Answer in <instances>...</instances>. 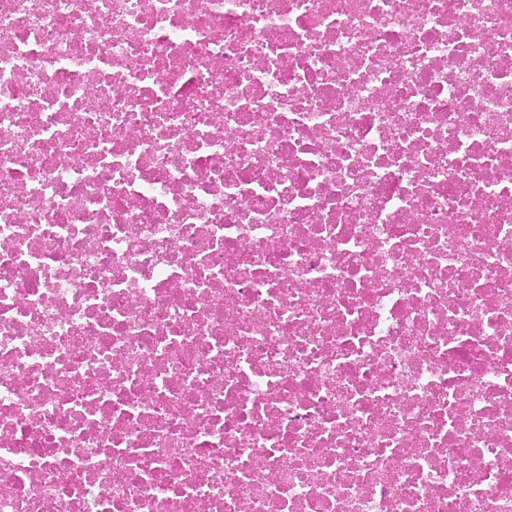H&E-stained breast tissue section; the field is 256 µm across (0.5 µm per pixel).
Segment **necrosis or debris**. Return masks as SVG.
Returning a JSON list of instances; mask_svg holds the SVG:
<instances>
[{
  "label": "necrosis or debris",
  "instance_id": "1",
  "mask_svg": "<svg viewBox=\"0 0 512 512\" xmlns=\"http://www.w3.org/2000/svg\"><path fill=\"white\" fill-rule=\"evenodd\" d=\"M0 512H512V0H0Z\"/></svg>",
  "mask_w": 512,
  "mask_h": 512
}]
</instances>
